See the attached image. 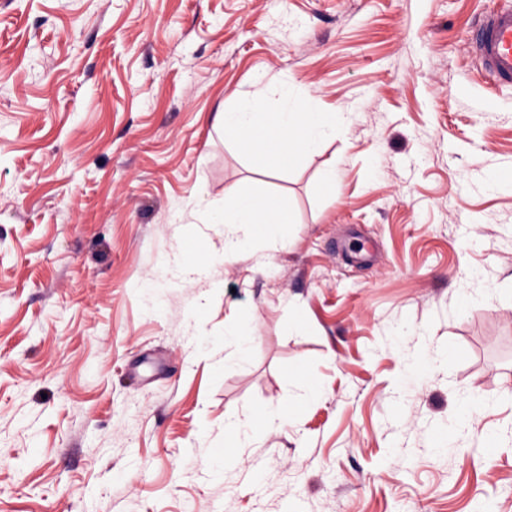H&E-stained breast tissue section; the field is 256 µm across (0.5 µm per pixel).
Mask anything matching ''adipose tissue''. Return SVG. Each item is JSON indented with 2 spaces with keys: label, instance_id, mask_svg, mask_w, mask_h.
<instances>
[{
  "label": "adipose tissue",
  "instance_id": "adipose-tissue-1",
  "mask_svg": "<svg viewBox=\"0 0 512 512\" xmlns=\"http://www.w3.org/2000/svg\"><path fill=\"white\" fill-rule=\"evenodd\" d=\"M336 116L326 112H272L261 93L241 102L239 111L222 116L225 133L264 169L287 166V154L309 150L324 129L335 126ZM220 223L243 226L268 236L286 238L288 220L267 196L244 192L225 201Z\"/></svg>",
  "mask_w": 512,
  "mask_h": 512
}]
</instances>
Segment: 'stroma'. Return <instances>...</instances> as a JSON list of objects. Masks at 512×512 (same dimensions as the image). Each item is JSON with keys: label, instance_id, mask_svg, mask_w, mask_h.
Wrapping results in <instances>:
<instances>
[{"label": "stroma", "instance_id": "stroma-1", "mask_svg": "<svg viewBox=\"0 0 512 512\" xmlns=\"http://www.w3.org/2000/svg\"><path fill=\"white\" fill-rule=\"evenodd\" d=\"M495 2L0 0V512H512ZM260 88L335 132L257 170L215 122ZM245 190L288 239L228 255L195 204ZM500 3L471 29L472 52L492 86H512V5Z\"/></svg>", "mask_w": 512, "mask_h": 512}]
</instances>
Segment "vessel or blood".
<instances>
[{
  "instance_id": "b4317fda",
  "label": "vessel or blood",
  "mask_w": 512,
  "mask_h": 512,
  "mask_svg": "<svg viewBox=\"0 0 512 512\" xmlns=\"http://www.w3.org/2000/svg\"><path fill=\"white\" fill-rule=\"evenodd\" d=\"M471 45L487 83L512 86V0H502L479 17Z\"/></svg>"
}]
</instances>
